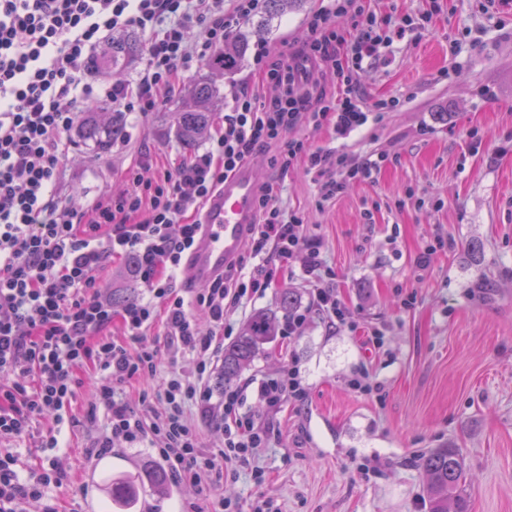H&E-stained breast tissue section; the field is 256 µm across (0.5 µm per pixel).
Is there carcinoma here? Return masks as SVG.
I'll use <instances>...</instances> for the list:
<instances>
[{"mask_svg":"<svg viewBox=\"0 0 512 512\" xmlns=\"http://www.w3.org/2000/svg\"><path fill=\"white\" fill-rule=\"evenodd\" d=\"M303 3V0H268L267 15L274 18ZM249 31H240L232 41L224 45V52L212 60L208 67L214 73L229 74L243 62L248 49V37L253 34L262 37L267 29L252 21L246 23ZM140 45L131 37L114 36L102 55L88 62L92 70L121 68L126 61L138 56ZM218 89L210 79L194 83L188 91L184 105L177 113V132L184 148L191 150L208 132L214 120V104ZM78 138L92 142L100 151L108 150L113 144L126 137L124 114L114 112L106 106L93 108L80 115L76 125ZM279 321L277 314L258 311L252 315L243 333L224 348L220 366V381H231L246 371L263 349L278 339ZM421 468L426 476L424 491L429 512H468V500L461 487L465 478V467L458 449L453 446L436 448L421 457ZM151 483L159 494L166 493L164 477L149 470L140 475L113 477L102 483L103 490L112 504L125 507L136 494L140 480Z\"/></svg>","mask_w":512,"mask_h":512,"instance_id":"1","label":"carcinoma"}]
</instances>
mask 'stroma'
Listing matches in <instances>:
<instances>
[{
    "mask_svg": "<svg viewBox=\"0 0 512 512\" xmlns=\"http://www.w3.org/2000/svg\"><path fill=\"white\" fill-rule=\"evenodd\" d=\"M439 3L425 30L396 42L389 63L366 67L358 91L367 101L399 98L397 111L351 136L356 155H387L388 164L366 180L349 182L328 201L303 168L273 166L274 148L257 152L262 182L277 186L284 208L300 211L323 240L319 275L301 260L280 264L261 298L230 313L241 333L259 310L278 311L294 289L307 323L300 336L266 345L238 385L297 364L302 400L277 412L248 398L271 422L268 447L258 449L236 481H225L227 500L248 504L261 495L277 512H428L422 454L453 445L465 464L469 512H512V10L489 15L479 0H368L371 10L421 13ZM324 0L276 18L269 35L251 39L277 53L305 32ZM233 74L215 76L217 112L234 91L262 83L254 55ZM182 94L148 115L127 113V139L99 153L73 141V161L61 184L79 203L102 189L121 193L124 171L144 150L158 167L186 157L176 129ZM428 199L419 208L412 197ZM451 245L427 268L415 265L434 236ZM494 291L476 288L481 277ZM334 289L353 323L329 326L314 309L317 289ZM383 346L369 348L365 330ZM365 377L376 390H356ZM63 426L54 454L67 476L48 497L58 512H102L104 473L131 474L156 461L146 448H115L94 456L105 421Z\"/></svg>",
    "mask_w": 512,
    "mask_h": 512,
    "instance_id": "1",
    "label": "stroma"
}]
</instances>
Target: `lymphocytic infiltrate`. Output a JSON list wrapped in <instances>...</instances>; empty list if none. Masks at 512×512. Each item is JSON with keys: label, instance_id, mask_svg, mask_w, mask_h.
<instances>
[{"label": "lymphocytic infiltrate", "instance_id": "f902f5d3", "mask_svg": "<svg viewBox=\"0 0 512 512\" xmlns=\"http://www.w3.org/2000/svg\"><path fill=\"white\" fill-rule=\"evenodd\" d=\"M260 7L261 0H235L230 13L224 0H0V512H24V503L62 485L52 457L59 440L38 432L36 423L51 416L63 424L87 367L99 380L85 416L108 419L95 453L152 449L169 481L195 492L183 512H240L219 489L269 441L270 427L246 411L244 389L229 386L221 400L212 398L207 381L224 344V318L265 292L274 264L302 252L305 273L319 270L321 238L282 207L277 191L261 188L259 222L247 240L255 265L243 275L230 266L188 302L175 283L200 231V212L225 177L264 147L274 148L280 169L300 165L313 174L323 201L342 193L348 181L379 172L385 155L355 156L335 146L314 151L293 131L329 127L345 139L397 110L395 97L365 103L358 74L384 49L424 29L431 14H379L365 0H328L280 59L269 61L268 51H257L261 79L278 94L236 93L205 150L150 178L151 159L142 156L126 170L125 192H101L87 207L62 196L59 186L81 112L95 105L143 115L158 110L192 66L223 52L239 20ZM340 15L350 17V28L335 27L332 19ZM129 29L144 38L136 79L88 83L89 56L112 32ZM319 66L335 76L336 95L322 89ZM120 255L136 257L142 293L117 311L100 273ZM200 313L209 318L208 328H200ZM116 319L124 329L120 339L111 331ZM159 319L162 349L147 336ZM166 358L172 367L165 372ZM154 378L158 388L132 407L126 385ZM257 397L270 412L285 399H303L298 368L260 380ZM157 405L162 412L156 417ZM193 406L205 414L220 411L222 446L201 448V431L187 418ZM26 438L36 439L43 457L24 478L11 445Z\"/></svg>", "mask_w": 512, "mask_h": 512}]
</instances>
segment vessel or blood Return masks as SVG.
<instances>
[{"label": "vessel or blood", "mask_w": 512, "mask_h": 512, "mask_svg": "<svg viewBox=\"0 0 512 512\" xmlns=\"http://www.w3.org/2000/svg\"><path fill=\"white\" fill-rule=\"evenodd\" d=\"M260 186L255 167L246 163L208 199L201 213V232L186 261L194 282L207 284L240 257L256 221Z\"/></svg>", "instance_id": "obj_1"}]
</instances>
